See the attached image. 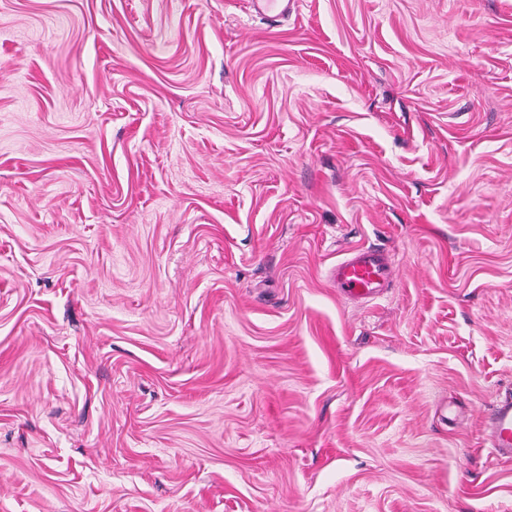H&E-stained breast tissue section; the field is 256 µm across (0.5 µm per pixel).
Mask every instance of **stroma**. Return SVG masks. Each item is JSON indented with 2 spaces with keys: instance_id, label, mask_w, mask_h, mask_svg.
Here are the masks:
<instances>
[{
  "instance_id": "35a3bbf8",
  "label": "stroma",
  "mask_w": 512,
  "mask_h": 512,
  "mask_svg": "<svg viewBox=\"0 0 512 512\" xmlns=\"http://www.w3.org/2000/svg\"><path fill=\"white\" fill-rule=\"evenodd\" d=\"M510 393L512 0H0V512H512ZM394 272L395 263L387 253L372 247H358L336 264L333 280L340 296L369 301L389 288ZM485 425L491 452L512 455V397L495 403Z\"/></svg>"
}]
</instances>
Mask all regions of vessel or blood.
<instances>
[{
    "label": "vessel or blood",
    "instance_id": "b4317fda",
    "mask_svg": "<svg viewBox=\"0 0 512 512\" xmlns=\"http://www.w3.org/2000/svg\"><path fill=\"white\" fill-rule=\"evenodd\" d=\"M395 263L385 252L358 247L333 270V279L340 296L355 300L379 297L393 281ZM490 450L495 454L512 455V397L499 399L486 423Z\"/></svg>",
    "mask_w": 512,
    "mask_h": 512
}]
</instances>
